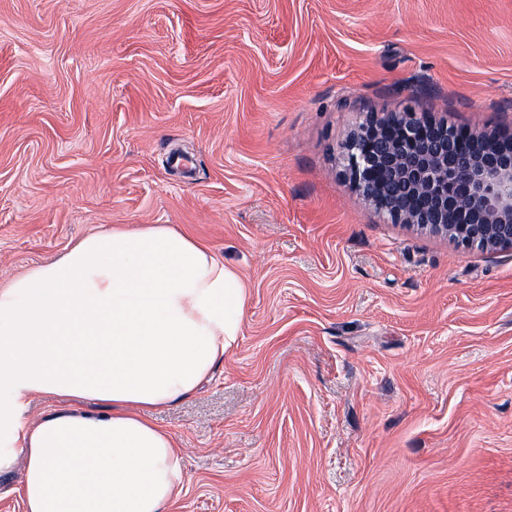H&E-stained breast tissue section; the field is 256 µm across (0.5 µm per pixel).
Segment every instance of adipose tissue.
I'll list each match as a JSON object with an SVG mask.
<instances>
[{"label":"adipose tissue","instance_id":"adipose-tissue-1","mask_svg":"<svg viewBox=\"0 0 512 512\" xmlns=\"http://www.w3.org/2000/svg\"><path fill=\"white\" fill-rule=\"evenodd\" d=\"M245 302L237 272L168 224L88 234L1 288L0 446L24 455V512H166L179 450L139 411L195 392ZM39 395L63 403L24 426Z\"/></svg>","mask_w":512,"mask_h":512}]
</instances>
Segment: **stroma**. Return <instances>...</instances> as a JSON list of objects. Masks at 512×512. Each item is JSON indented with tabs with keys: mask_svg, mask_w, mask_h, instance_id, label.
Instances as JSON below:
<instances>
[{
	"mask_svg": "<svg viewBox=\"0 0 512 512\" xmlns=\"http://www.w3.org/2000/svg\"><path fill=\"white\" fill-rule=\"evenodd\" d=\"M406 110L512 136V0H0V287L173 224L247 288L236 346L148 413L168 512H512V250L346 174Z\"/></svg>",
	"mask_w": 512,
	"mask_h": 512,
	"instance_id": "1",
	"label": "stroma"
}]
</instances>
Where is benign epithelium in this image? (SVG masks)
Returning <instances> with one entry per match:
<instances>
[{
    "label": "benign epithelium",
    "mask_w": 512,
    "mask_h": 512,
    "mask_svg": "<svg viewBox=\"0 0 512 512\" xmlns=\"http://www.w3.org/2000/svg\"><path fill=\"white\" fill-rule=\"evenodd\" d=\"M345 157L356 190L393 223L512 250V142L500 135L389 112L359 125Z\"/></svg>",
    "instance_id": "7a95c632"
}]
</instances>
